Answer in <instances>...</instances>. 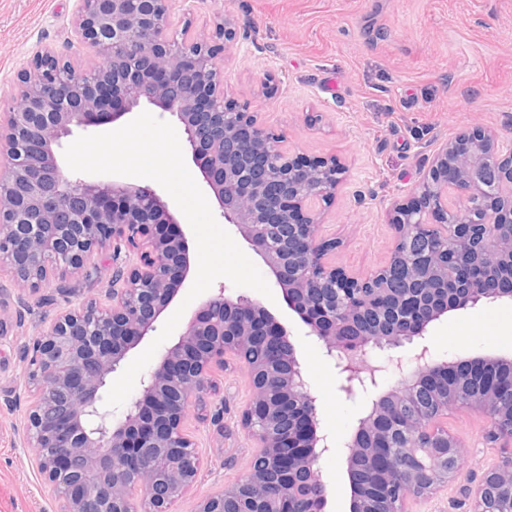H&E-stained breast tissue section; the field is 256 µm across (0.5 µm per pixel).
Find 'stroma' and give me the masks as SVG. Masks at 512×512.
<instances>
[{
  "label": "stroma",
  "mask_w": 512,
  "mask_h": 512,
  "mask_svg": "<svg viewBox=\"0 0 512 512\" xmlns=\"http://www.w3.org/2000/svg\"><path fill=\"white\" fill-rule=\"evenodd\" d=\"M78 7V0H0V111L37 51L64 46L76 68L94 62L74 26ZM220 12L233 18L237 33V47L221 65L225 93L261 112L288 148L335 156L345 169L321 234L337 240L336 263L347 270L386 261L389 204L412 194L442 142L491 129L504 137L501 153L512 152V0H177L172 31L202 30ZM111 285L112 265L98 256L79 273L51 274L35 293L0 272V512H60L25 439L22 350L59 312L105 302ZM289 327L333 444L320 461L326 512H347L345 444L367 400L346 399L321 348L300 336L297 322ZM511 328L512 301L483 302L438 322L433 351L512 357V341L503 339ZM213 380L215 396L193 406L187 420L199 478L173 512H194L202 496L240 476L255 452L238 424L249 396L243 370L233 364ZM486 425L469 410L449 416L466 454L455 479L412 503L413 512H460L462 486L498 459L483 441Z\"/></svg>",
  "instance_id": "obj_1"
}]
</instances>
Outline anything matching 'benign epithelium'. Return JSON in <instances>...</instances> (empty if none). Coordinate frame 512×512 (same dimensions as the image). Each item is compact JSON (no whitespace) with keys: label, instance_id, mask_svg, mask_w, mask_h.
<instances>
[{"label":"benign epithelium","instance_id":"benign-epithelium-1","mask_svg":"<svg viewBox=\"0 0 512 512\" xmlns=\"http://www.w3.org/2000/svg\"><path fill=\"white\" fill-rule=\"evenodd\" d=\"M173 0H80L74 25L98 61L77 70L51 47L17 76L0 113V269L36 291L51 271L77 273L95 251L116 266L111 304L67 310L24 347L30 400L27 441L61 512H173L200 473L186 430L212 376L234 361L251 394L241 428L255 445L248 469L202 497L195 512H325L319 462L331 451L317 398L288 325L262 302L228 288L204 301L178 341L140 381L122 417L103 402L108 379L187 280L193 258L184 225L148 185L75 178L61 163L73 129L114 124L147 104L177 117L191 160L235 227L281 288L304 336L333 360L349 400L372 396L345 444L349 512H410L448 486L463 444L448 414L486 416L496 466L465 488L469 512H512V409L498 379L512 359L440 358L430 328L445 314L512 300V155L496 131L462 132L437 149L406 201L394 200L387 261L352 274L330 261L337 242L320 234L336 198V157L284 148L260 113L224 93L219 61L235 39L227 14L209 32H171ZM494 171L487 184L482 171ZM424 235L434 251L409 249ZM399 378L381 389L389 371ZM59 398L49 419L47 401Z\"/></svg>","mask_w":512,"mask_h":512}]
</instances>
